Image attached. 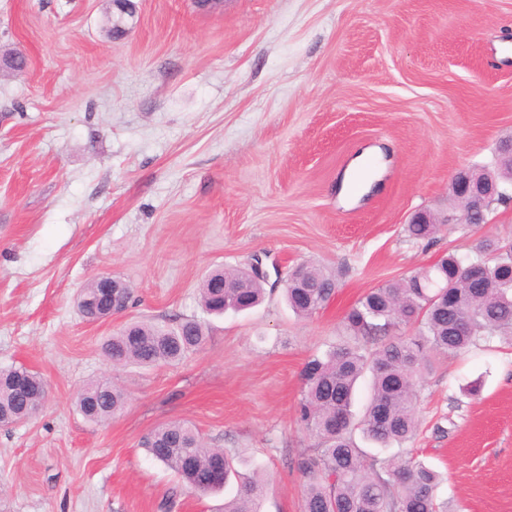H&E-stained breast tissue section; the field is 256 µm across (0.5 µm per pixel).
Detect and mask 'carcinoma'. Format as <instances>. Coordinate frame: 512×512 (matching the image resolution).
<instances>
[{"instance_id":"carcinoma-1","label":"carcinoma","mask_w":512,"mask_h":512,"mask_svg":"<svg viewBox=\"0 0 512 512\" xmlns=\"http://www.w3.org/2000/svg\"><path fill=\"white\" fill-rule=\"evenodd\" d=\"M475 173L492 182L495 200L512 199V167L506 160L477 166ZM438 224H409L414 239H430ZM266 280L244 268H216L200 288L205 311L222 315L257 306ZM93 281L80 296L79 307L95 320L106 306L94 300ZM335 293V283L322 269L302 265L288 274L285 297L293 312L310 317ZM349 340L312 356L303 370L304 390L297 421L319 439L312 456L297 461L307 479L301 512H441L436 491L439 475L410 457L387 461L369 458L352 438L353 430L381 448L402 447L418 429L417 386L437 355H455L491 336L512 338V242L485 239L474 257L450 252L407 278L371 289L346 313ZM400 329L407 333L390 343L377 341ZM205 340L201 323L186 319L176 327L136 322L126 325L106 344L112 364L153 366L178 363ZM371 373L373 396L360 419L352 412L357 380ZM39 373L26 368L0 369V422L17 424L41 406ZM125 403L121 389L108 380L88 385L77 398L80 413L93 422L106 421ZM147 453L173 471L189 490L218 491L235 473L232 456L208 448L198 431L184 422L162 425L141 441ZM259 480L245 484L224 502V512H258Z\"/></svg>"}]
</instances>
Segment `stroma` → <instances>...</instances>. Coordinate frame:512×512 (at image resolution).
Returning <instances> with one entry per match:
<instances>
[{
    "label": "stroma",
    "mask_w": 512,
    "mask_h": 512,
    "mask_svg": "<svg viewBox=\"0 0 512 512\" xmlns=\"http://www.w3.org/2000/svg\"><path fill=\"white\" fill-rule=\"evenodd\" d=\"M123 34L109 0H0V368L40 373L48 396L0 427V512H222L262 473L259 512H301L296 462L318 440L296 422L310 356L345 338L370 289L448 251L512 240V203L484 224L448 201L463 167L493 163L512 134V0H132ZM379 182L350 201L342 181L362 151ZM448 224L409 237L413 213ZM307 263L336 292L313 316L281 289L215 317L199 286L255 257ZM107 274L132 290L120 315L90 322L82 288ZM206 331L176 365L113 368L103 352L125 325ZM124 390L108 422L76 401L90 382ZM419 430L402 448L355 441L381 459L441 472L449 512H512V339L438 357L418 388ZM189 421L235 457L225 490L198 494L142 438Z\"/></svg>",
    "instance_id": "35a3bbf8"
}]
</instances>
